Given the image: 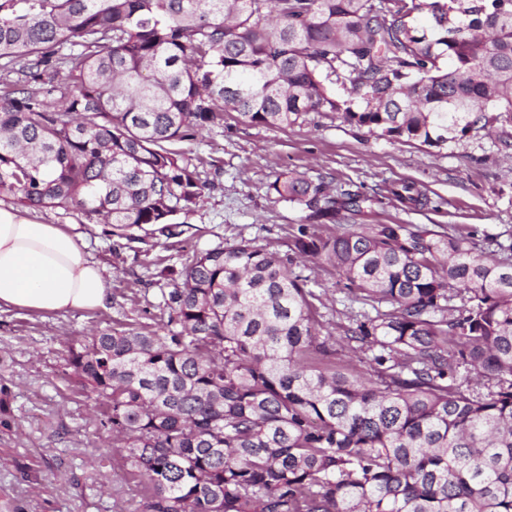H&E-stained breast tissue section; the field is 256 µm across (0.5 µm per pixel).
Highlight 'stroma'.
<instances>
[{"mask_svg": "<svg viewBox=\"0 0 512 512\" xmlns=\"http://www.w3.org/2000/svg\"><path fill=\"white\" fill-rule=\"evenodd\" d=\"M191 147L204 160L205 189L178 238L108 236L103 224L79 211L31 210L40 222L82 235L89 256L111 274L112 302L68 314L0 311V391L8 403L0 412V512H137L140 489L116 466L95 396L71 378L67 343L147 323L173 286L160 270L181 269L193 251L246 239L288 256L301 214L269 193L277 176L296 170L364 197L361 213H340L343 224L512 235V124L493 136L474 132L429 147L370 134L330 112L307 113L287 129L242 123L228 114L223 126L202 131ZM404 181L422 187L427 206L412 210L390 198L388 187ZM294 270L308 277L317 317L339 358L350 359L344 330L360 306L349 305L330 267L300 260Z\"/></svg>", "mask_w": 512, "mask_h": 512, "instance_id": "obj_1", "label": "stroma"}]
</instances>
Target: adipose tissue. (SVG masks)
Listing matches in <instances>:
<instances>
[{"mask_svg": "<svg viewBox=\"0 0 512 512\" xmlns=\"http://www.w3.org/2000/svg\"><path fill=\"white\" fill-rule=\"evenodd\" d=\"M110 301L107 271L79 235L0 208V309L69 313Z\"/></svg>", "mask_w": 512, "mask_h": 512, "instance_id": "obj_1", "label": "adipose tissue"}]
</instances>
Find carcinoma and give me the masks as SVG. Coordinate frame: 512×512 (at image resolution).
Segmentation results:
<instances>
[{"mask_svg": "<svg viewBox=\"0 0 512 512\" xmlns=\"http://www.w3.org/2000/svg\"><path fill=\"white\" fill-rule=\"evenodd\" d=\"M228 110L430 147L511 124L512 0H0V193L22 208L178 238L205 187L181 144ZM268 190L305 212L292 257L196 251L161 316L69 349L142 512H512V240L338 224L364 199L300 172ZM296 257L373 310L345 330L370 374Z\"/></svg>", "mask_w": 512, "mask_h": 512, "instance_id": "carcinoma-1", "label": "carcinoma"}]
</instances>
